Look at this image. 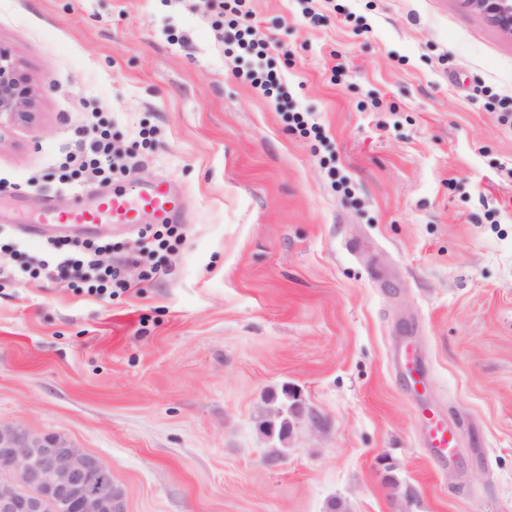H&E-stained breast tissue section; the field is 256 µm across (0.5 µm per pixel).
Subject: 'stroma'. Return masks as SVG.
Segmentation results:
<instances>
[{"label":"stroma","instance_id":"1","mask_svg":"<svg viewBox=\"0 0 512 512\" xmlns=\"http://www.w3.org/2000/svg\"><path fill=\"white\" fill-rule=\"evenodd\" d=\"M248 6L289 108L202 0H0L36 93L0 129L25 215L87 108L137 148L115 185L160 175L187 206L161 278L0 282V422L95 455L126 512H512V35L463 0ZM406 343L452 460L426 448ZM280 411L284 443L257 426ZM248 79L253 85L260 86L268 96H274V100L280 105V100L288 99V88L282 82L281 77L272 69L264 72L257 69L248 75ZM396 359L397 364L408 374L414 392L420 396V390L425 388L427 378L422 370L421 362L416 351L408 345L401 347L397 353Z\"/></svg>","mask_w":512,"mask_h":512}]
</instances>
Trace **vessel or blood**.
I'll return each instance as SVG.
<instances>
[{"label":"vessel or blood","instance_id":"obj_1","mask_svg":"<svg viewBox=\"0 0 512 512\" xmlns=\"http://www.w3.org/2000/svg\"><path fill=\"white\" fill-rule=\"evenodd\" d=\"M183 212V201L173 192L169 180L157 177L133 192L118 187L109 192L91 188L74 193L66 206L47 200L32 218L28 230L38 237L70 229L91 235L109 226L123 228L148 219L157 224H176ZM397 363L408 374L414 390L425 388L427 378L415 350L408 346L400 348ZM420 414L427 421L429 451L440 458L452 457L458 445L454 429L436 419L428 407H421Z\"/></svg>","mask_w":512,"mask_h":512}]
</instances>
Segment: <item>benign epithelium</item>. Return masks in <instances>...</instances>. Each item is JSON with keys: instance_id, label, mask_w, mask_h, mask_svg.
Listing matches in <instances>:
<instances>
[{"instance_id": "7a95c632", "label": "benign epithelium", "mask_w": 512, "mask_h": 512, "mask_svg": "<svg viewBox=\"0 0 512 512\" xmlns=\"http://www.w3.org/2000/svg\"><path fill=\"white\" fill-rule=\"evenodd\" d=\"M512 34V0H466ZM34 91L15 54L0 44V127L31 120ZM267 435L285 439L290 423L260 422ZM105 475L97 457L67 439L20 424H0V512H40L47 498L75 512H116L120 492L99 490Z\"/></svg>"}]
</instances>
